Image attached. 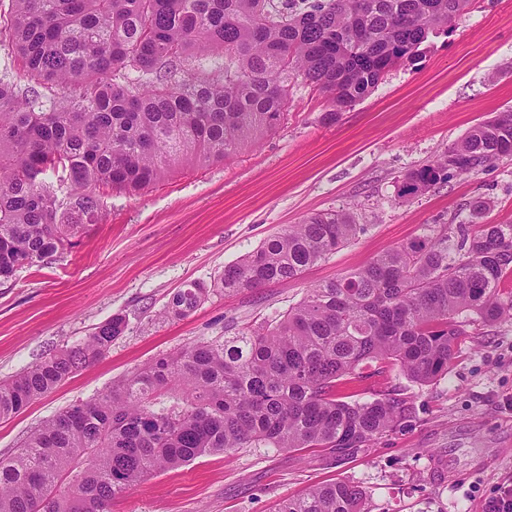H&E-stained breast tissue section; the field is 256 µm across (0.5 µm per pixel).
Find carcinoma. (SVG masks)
Masks as SVG:
<instances>
[{
    "label": "carcinoma",
    "mask_w": 512,
    "mask_h": 512,
    "mask_svg": "<svg viewBox=\"0 0 512 512\" xmlns=\"http://www.w3.org/2000/svg\"><path fill=\"white\" fill-rule=\"evenodd\" d=\"M471 0H0V38L27 83L0 75V280L80 246L116 191L140 194L177 167L222 164L274 132L292 83L327 95L323 121L366 97ZM512 155V112L403 175L418 195ZM469 223L388 248L317 284L279 318L200 340L76 402L0 457V512H110L144 478L236 448H369L410 417L389 392L362 402L337 386L392 361L416 382L448 372L462 315L512 317V224ZM364 225L327 210L264 241L210 286L175 291L181 318L211 294L295 279ZM126 328L115 316L70 348L0 381V420L101 359ZM338 482L280 512H363Z\"/></svg>",
    "instance_id": "obj_1"
}]
</instances>
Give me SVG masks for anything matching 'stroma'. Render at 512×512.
<instances>
[{
    "label": "stroma",
    "instance_id": "35a3bbf8",
    "mask_svg": "<svg viewBox=\"0 0 512 512\" xmlns=\"http://www.w3.org/2000/svg\"><path fill=\"white\" fill-rule=\"evenodd\" d=\"M327 110L322 92L297 82L276 133L222 164L112 195L76 252L0 282V380L112 317L126 321L104 358L0 421V456L63 408L165 354L272 320L310 286L427 230L467 223L471 199L490 200L485 223L512 224V155L426 193L399 194L408 170L512 111V0H472L421 60L391 69L335 123H324ZM331 209L353 212L365 230L300 278L215 294L187 317H162L178 288L211 284L286 225ZM393 389L411 415L371 448L209 453L146 477L111 512H277L285 499L336 482L364 490L365 512H482L487 497L512 484V318L466 326L447 373L430 382L386 364L338 395L366 400Z\"/></svg>",
    "mask_w": 512,
    "mask_h": 512
}]
</instances>
